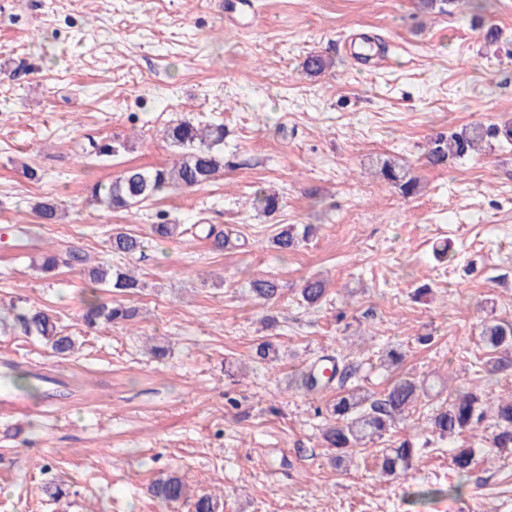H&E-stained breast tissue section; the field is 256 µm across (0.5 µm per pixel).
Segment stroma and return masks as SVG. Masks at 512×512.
I'll return each instance as SVG.
<instances>
[{"mask_svg":"<svg viewBox=\"0 0 512 512\" xmlns=\"http://www.w3.org/2000/svg\"><path fill=\"white\" fill-rule=\"evenodd\" d=\"M224 2L0 0V512H193L205 493L223 512H512V448L484 455L485 428L461 437L479 454L454 497L450 447L423 434L440 391L469 382L490 402L512 396V376L485 382L480 338L483 322L512 320V147L437 168L423 158L436 133L512 121V0L484 13L502 32L490 45L466 0L449 16L417 0H254L246 28ZM312 53L333 68L306 75ZM179 118L223 123L225 159L249 166L128 212L90 203L89 184L172 162L163 128ZM113 135L130 150L79 161V145ZM386 159L421 175L422 194L376 179ZM259 188L277 190L282 209L256 211ZM45 195L59 223L33 214ZM161 211L185 233L127 259L138 317L87 331L82 270L43 276L38 253L76 245L108 261L112 227L148 237ZM197 224L249 245L214 251ZM282 224L317 231L283 256L268 243ZM23 230L25 249L13 244ZM442 241L452 260L434 255ZM317 273L328 294L307 310L299 286ZM257 277L281 282L277 301L247 299ZM425 283L430 294L413 299ZM29 308L50 311L74 353L58 359L24 335L15 316ZM264 340L276 357L253 360ZM391 342L405 352L394 370L379 359ZM324 355L356 365L370 392L408 375L434 394L337 462L317 413L332 392L296 383ZM21 371L36 392L8 396L6 377ZM405 439L421 458L380 476L383 451ZM173 472L189 496L166 505L148 486Z\"/></svg>","mask_w":512,"mask_h":512,"instance_id":"1","label":"stroma"}]
</instances>
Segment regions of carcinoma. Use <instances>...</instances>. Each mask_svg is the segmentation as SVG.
Segmentation results:
<instances>
[{"label":"carcinoma","mask_w":512,"mask_h":512,"mask_svg":"<svg viewBox=\"0 0 512 512\" xmlns=\"http://www.w3.org/2000/svg\"><path fill=\"white\" fill-rule=\"evenodd\" d=\"M485 2L487 0H473L476 13L472 16L471 26L478 27L483 38L493 43L500 39L501 32L497 27L481 22ZM332 67V61L319 54L307 56L303 64L304 72L309 76H319ZM164 134L169 145L178 150L173 162L154 168H126L106 183H95L90 188V195L108 209L128 211L150 198L173 190H190L206 185L224 170V125L202 126L180 120L169 124ZM485 142L512 145V121L480 122L459 131L438 133L427 145L425 163L432 167L445 166L471 156ZM126 150L128 145L125 141L115 137L102 138L89 141L82 148V154L86 159H102L116 157ZM379 174L406 198L419 194L422 189L421 177L405 165L386 160ZM253 207L266 215H273L281 207V197L274 191H257L253 196ZM32 210L43 224H55L60 220L59 204L52 196L36 201ZM157 218L160 222L151 225V236L156 240L168 239L180 228V225L164 220L161 214ZM314 232L312 224H285L270 238L269 243L286 254L296 250ZM204 238L212 240L218 251L236 246L229 234L217 232L212 226L207 228ZM145 243L147 240L144 237L122 226L111 229L108 238L110 250L121 258L143 252ZM86 262L87 257L81 248L69 246L63 251L42 254L38 269L51 273L61 263L81 266L93 293L102 287L121 294H132L142 288L140 280L120 265L106 263L88 266ZM327 286V280L317 275L304 279L299 292L303 307L307 310L318 307L327 296ZM248 294L253 300L271 301L280 296L281 284L269 277L252 279L249 281ZM136 316V308L103 302L96 296L87 303L83 321L87 327L94 328L101 323L130 322ZM16 321L25 335L45 341L58 357L68 356L75 348V340L64 334L54 317L44 310L19 314ZM481 336L488 350L483 366L485 376L494 377L508 369L512 370V321H488L481 328ZM353 374L350 365L337 357H328L325 363L311 364L299 372L300 385L310 394L329 388L334 381L340 383L342 392L325 405L326 423L322 428L326 447L336 449V459L339 461L353 449L382 438L404 420L422 399L429 396L425 383L399 376L378 397L358 386H347ZM486 423L493 428L491 447L511 448L512 397L491 405L482 392L473 387L460 386L454 390L453 397L440 404L428 418L431 433L440 440L460 437ZM416 452L414 444L408 439L394 448L386 449L380 464L381 474L396 477L408 470ZM475 457L476 450L473 448L454 450L452 465L459 483L450 487V491L461 494L462 480L471 471ZM150 491L161 502H176L185 495L186 483L182 477L170 475L155 480Z\"/></svg>","instance_id":"carcinoma-1"}]
</instances>
